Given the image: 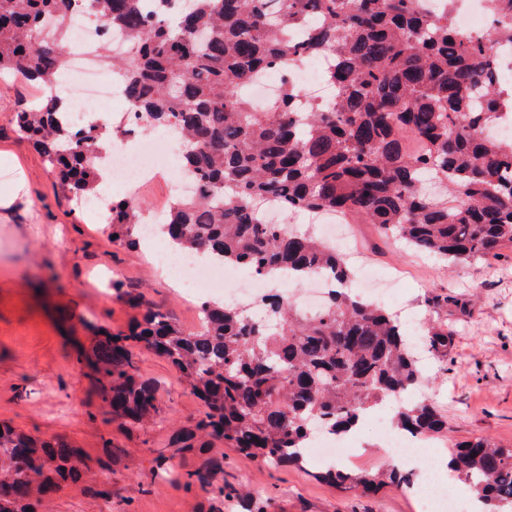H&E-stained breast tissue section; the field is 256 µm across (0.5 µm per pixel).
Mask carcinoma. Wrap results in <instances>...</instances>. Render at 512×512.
I'll return each mask as SVG.
<instances>
[{
  "mask_svg": "<svg viewBox=\"0 0 512 512\" xmlns=\"http://www.w3.org/2000/svg\"><path fill=\"white\" fill-rule=\"evenodd\" d=\"M0 0V75L54 95L68 64L72 14L121 29L130 55L112 60L134 118L182 141V175L195 190L175 195L157 228L169 249L200 254L262 278L284 270L300 280L327 273L337 285L307 316L277 294L255 320L238 304H201V329L186 333L148 309L126 332L93 346L96 382L108 413L129 429L161 413L157 389L138 378L137 352L165 359L200 401L202 417L176 431L179 454L200 438L277 465L303 463L316 429L342 435L372 407L401 400L421 382L419 358L400 322L348 289L352 271L314 231L260 218L274 197L283 212H346L380 234L443 260L471 263L512 245V138L493 134L504 96L493 56L512 41V0H492L482 35L456 29L444 12L432 22L418 0ZM315 22L300 44L288 29ZM330 56L325 79L335 94L300 101L290 84L256 107L245 88L261 71L297 57ZM16 123L47 159L63 193L96 195L108 176L112 140L128 134L99 120L81 129L35 104ZM108 224L140 245V207L106 203ZM432 302L425 352L453 360L454 334ZM395 429L445 436L448 420L427 398L401 406ZM78 450L63 439L38 441L0 424V512H35L61 483L81 478ZM451 470L468 482L483 512H512V448L481 436L450 450ZM210 490L224 512V465L210 460L183 475ZM323 481L360 495L410 485L391 470L333 467Z\"/></svg>",
  "mask_w": 512,
  "mask_h": 512,
  "instance_id": "1",
  "label": "carcinoma"
}]
</instances>
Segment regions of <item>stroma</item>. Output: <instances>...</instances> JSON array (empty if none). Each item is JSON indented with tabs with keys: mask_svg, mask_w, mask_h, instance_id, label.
Returning a JSON list of instances; mask_svg holds the SVG:
<instances>
[{
	"mask_svg": "<svg viewBox=\"0 0 512 512\" xmlns=\"http://www.w3.org/2000/svg\"><path fill=\"white\" fill-rule=\"evenodd\" d=\"M36 95L20 77L0 78V196L13 192L15 173L26 193L0 208V422L39 439L62 438L79 448L85 479L64 483L48 512H211L212 497L186 487L180 474L212 457L224 459L231 488L261 487L250 503L227 497L224 512H419L414 487L387 486L362 496L316 479L305 469L262 463L224 443L177 455L174 475L160 468L174 431L200 417L198 399L179 384L168 363L140 351V379L156 384L161 415L154 424L127 429L112 419L86 362L101 331H127L141 310L167 312L184 331L194 329V303L161 270L152 253L112 240L95 213L76 207L56 184L38 150L18 130L14 114ZM178 162L169 160L134 197L147 212L168 205ZM350 251L360 263L402 270V280L381 278L413 316L410 336L422 333L428 301L449 297L446 318L454 332L455 363H423L424 392L447 417L450 431L435 445L451 447L482 435L512 446V248L501 258L453 265L382 238L374 225L348 224Z\"/></svg>",
	"mask_w": 512,
	"mask_h": 512,
	"instance_id": "1",
	"label": "stroma"
}]
</instances>
